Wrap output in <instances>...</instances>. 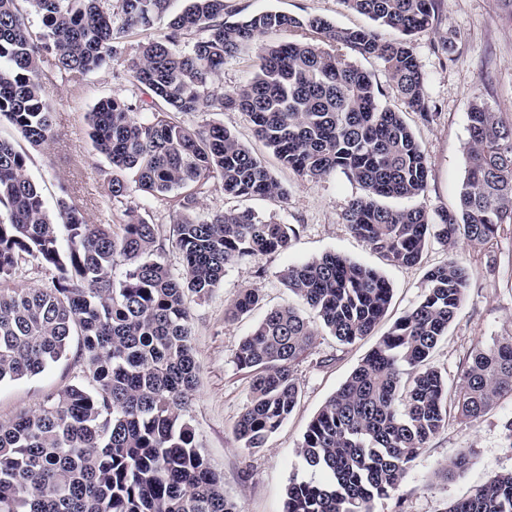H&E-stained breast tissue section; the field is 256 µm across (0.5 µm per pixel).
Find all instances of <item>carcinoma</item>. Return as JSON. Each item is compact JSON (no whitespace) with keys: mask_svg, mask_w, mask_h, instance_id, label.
<instances>
[{"mask_svg":"<svg viewBox=\"0 0 512 512\" xmlns=\"http://www.w3.org/2000/svg\"><path fill=\"white\" fill-rule=\"evenodd\" d=\"M0 0V118L32 145L48 141L51 113L41 56L66 74L110 64L119 35L150 29L171 0ZM347 9L400 34L342 28L319 17L264 11L224 18L225 0H189L169 30L136 45L128 69L150 91L140 118L118 98L100 101L90 120L96 150L112 165L109 203L131 189L169 198V240L183 273L165 262L158 225L138 209L123 211L122 234L90 224L64 199L50 212L28 176V156L0 138V383L43 372L71 349L86 380L46 394L37 409L0 421V512H240L224 495L184 420L198 367L191 347L187 297L209 294L226 266L288 250L296 229L250 211L195 215L218 179L234 197H280L264 159L222 126L192 129L178 115L237 110L281 165L300 176L340 171L363 195L344 213L351 232L387 261L420 263L435 240L448 260L425 273L419 302L397 319L324 404L299 454L319 480L290 482L284 512H372L394 495L410 464L448 425L476 420L512 395V338L477 349L454 391L430 356L461 309L469 271L454 248L482 244L512 224V126L476 98L468 113L466 176L459 206L432 218L420 207L393 209L383 198H416L431 175L427 156L402 113L379 102L371 77L343 53L375 57L397 95L426 122L433 118L412 37L428 29L435 0H343ZM272 31L291 39L264 43ZM197 34L188 50L180 39ZM256 46L254 77L218 97L204 87L242 46ZM52 267L51 285L5 288L19 263ZM121 278L112 276L117 258ZM313 310L272 308L236 352L251 373L247 405L234 434L247 450L265 446L296 406L295 364L321 327L342 344L372 333L387 313L392 288L373 268L325 253L278 272ZM261 291L245 288L228 316L250 313ZM469 464L461 454L438 472L449 478ZM446 512H512V473L496 474Z\"/></svg>","mask_w":512,"mask_h":512,"instance_id":"cac0c4a2","label":"carcinoma"}]
</instances>
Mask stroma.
I'll list each match as a JSON object with an SVG mask.
<instances>
[{"instance_id":"obj_1","label":"stroma","mask_w":512,"mask_h":512,"mask_svg":"<svg viewBox=\"0 0 512 512\" xmlns=\"http://www.w3.org/2000/svg\"><path fill=\"white\" fill-rule=\"evenodd\" d=\"M227 3L240 17L277 10L303 18L322 17L345 28L370 24L367 17L348 11L342 0ZM138 41V36L128 37L108 66L77 77L59 72L53 55L43 54L40 68L52 113V134L47 142L27 147L26 152L30 157L28 173L41 188L47 207H54L63 197L79 206L89 223L117 225L122 221L123 207L106 204L112 167L94 146L89 114L100 100L109 97L136 107L149 102V91L127 69V57ZM413 47L435 113L429 122L398 98L381 61L356 54L351 60L378 86L381 104L402 112L431 162L432 176L425 193L412 199H387V206L420 207L434 216L454 210L457 204L465 175L471 101L482 97L504 122L512 123V0H437L432 25L414 36ZM255 55L250 44L226 59L221 74L208 84V93L221 95L245 84L252 75ZM182 120L195 128L224 125L264 157L288 190L280 198H240L225 195L216 186L199 201L200 215L249 210L260 219L296 226L297 234L288 251L232 263L211 293L189 297L192 347L199 373L184 412L212 468L222 476L225 493L236 500L242 512H282L290 479L311 476L299 454L309 423L381 336L417 303L425 272L445 261L448 252L435 242L418 265L391 264L351 233L343 219L348 203L362 193L357 182L341 173L322 179L302 177L282 167L255 137L245 113L192 112ZM329 251L382 273L393 290L389 309L371 335L351 344H340L327 331L319 332L310 354L294 368L300 385L296 407L264 448L248 451L234 435L249 390V376L238 367L235 353L268 309L290 305L309 315V307L281 284L278 272ZM457 252L470 271L469 287L459 315L432 357L433 364L452 382L474 348L490 347L512 336V225L503 226L486 244H459ZM246 287L260 288L261 304L248 315L226 318L227 308ZM82 369L70 356L36 376L1 383L0 419L36 408L48 392L81 378ZM510 417L512 397L507 396L479 420L450 419L447 428L412 462L400 490L376 500L373 512H445L451 502L488 477L512 472V448L503 431V423ZM460 453L469 456V467L451 479L438 478L439 465Z\"/></svg>"}]
</instances>
